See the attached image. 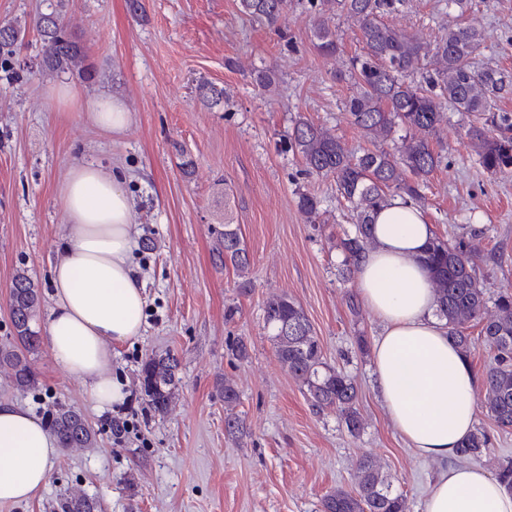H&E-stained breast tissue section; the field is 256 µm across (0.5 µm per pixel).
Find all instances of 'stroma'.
<instances>
[{
  "label": "stroma",
  "instance_id": "obj_1",
  "mask_svg": "<svg viewBox=\"0 0 512 512\" xmlns=\"http://www.w3.org/2000/svg\"><path fill=\"white\" fill-rule=\"evenodd\" d=\"M49 2L0 0V24L27 30L22 46L0 58V346L15 336L8 294L16 270H28L40 292L34 330L46 327L50 267L66 222L56 189L74 160L124 172L140 237L153 246L135 251L146 284L141 334L112 348L111 371L125 398L108 412L132 421L133 430L116 442L106 411L46 348L30 357L34 389L17 390L9 368L0 367V401L42 420L55 404L72 405L98 432L95 447L60 449L34 499L0 505V512H57L73 488L96 497L101 512H319L336 487H353L365 454L404 491L410 512H423L440 465L417 455L388 421L371 358L380 326L367 309L351 314L356 282L338 273L343 256L334 243L353 232L355 218L333 179L306 176L285 147L301 113L351 152L374 149L344 110L356 90L346 62L363 51L358 28L336 16L341 51L326 59L312 46L308 0H290L281 33L243 15L237 0H141L139 18L127 0H61L86 71L49 75L34 28ZM392 22L427 43L449 28L474 27L481 45L471 66L512 74V0H404ZM262 68L275 74L271 90L253 79ZM64 81L87 96L122 97L134 122L108 137L83 118L61 121L49 92ZM202 81L223 88L221 103L199 100ZM467 123V115L450 113L434 138L442 163L422 190V211L439 235H475L477 274L494 300L512 293V173L483 170ZM187 161L194 164L188 175ZM302 191L319 198L320 223L299 211ZM225 222L237 225L248 249V282L212 262L211 229ZM279 294L303 308L328 363L356 385L359 436L336 412L314 409L281 368L263 320L266 299ZM231 305L237 313L229 320ZM240 338L250 346L245 360L229 349ZM166 354L178 359L181 382L158 414L138 375L146 359ZM228 380L240 391L235 411L248 431L240 440L224 430ZM476 425L491 439L478 464L497 475L512 458V429L498 428L482 409Z\"/></svg>",
  "mask_w": 512,
  "mask_h": 512
}]
</instances>
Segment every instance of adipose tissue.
<instances>
[{"label": "adipose tissue", "instance_id": "obj_1", "mask_svg": "<svg viewBox=\"0 0 512 512\" xmlns=\"http://www.w3.org/2000/svg\"><path fill=\"white\" fill-rule=\"evenodd\" d=\"M52 96L103 132L131 124L119 96L79 99L70 84ZM120 172L74 161L57 189L66 216L62 250L51 270L54 305L46 325L52 357L107 407L124 398L109 372L113 345L140 335L145 283L132 255L139 230ZM374 246L358 263L357 294L381 326L372 345L375 389L384 412L410 448L444 462L423 512H512V492L481 468L458 463L474 432L477 380L470 360L449 338L422 262L433 236L415 205L391 199L372 227ZM58 444L28 411L0 402V503L29 501L45 487Z\"/></svg>", "mask_w": 512, "mask_h": 512}]
</instances>
